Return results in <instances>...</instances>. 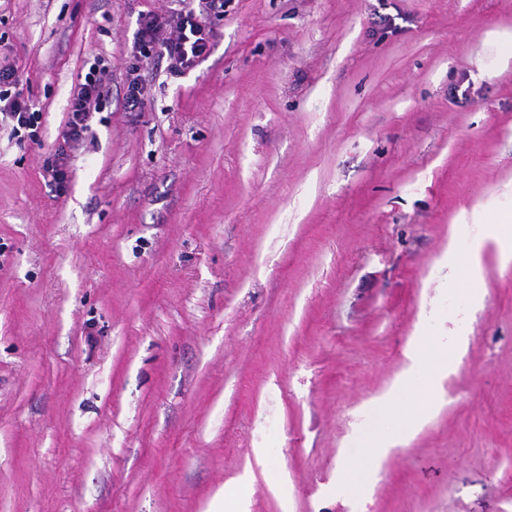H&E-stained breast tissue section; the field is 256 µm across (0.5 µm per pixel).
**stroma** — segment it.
<instances>
[{
    "mask_svg": "<svg viewBox=\"0 0 512 512\" xmlns=\"http://www.w3.org/2000/svg\"><path fill=\"white\" fill-rule=\"evenodd\" d=\"M169 7L0 0L43 114L40 144L0 131V512H512V261L466 264L473 212L512 215V0H226L126 111ZM424 346L456 359L433 404L358 461ZM182 5L166 16L142 15L139 37L134 43L136 61L153 55L166 56L168 72L172 77H181L192 69L209 49L211 29L207 20L224 16V0H200L202 9L197 13L189 8L186 0H171ZM171 30L168 33V28ZM97 59L84 77V83L74 88L68 102L69 118L66 130L54 153L43 163V177L54 184L59 194L66 191L69 180L68 150L85 138L90 127L92 114L97 110L100 101L110 94V73L107 66ZM139 69V66L134 64L128 71L125 105L132 110L141 108L144 105L142 98L143 85L140 75L138 74Z\"/></svg>",
    "mask_w": 512,
    "mask_h": 512,
    "instance_id": "obj_1",
    "label": "stroma"
}]
</instances>
